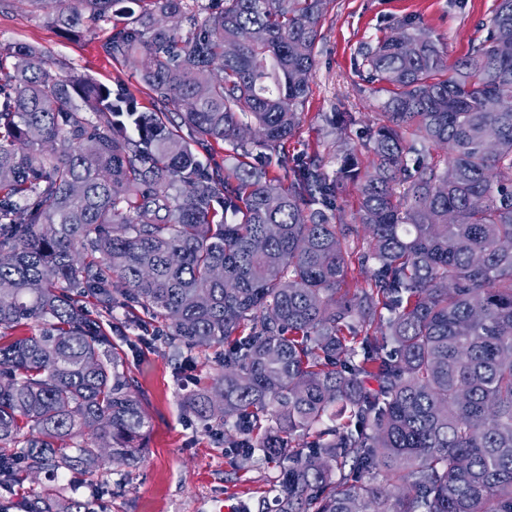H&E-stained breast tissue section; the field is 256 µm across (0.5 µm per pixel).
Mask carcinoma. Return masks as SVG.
I'll list each match as a JSON object with an SVG mask.
<instances>
[{
	"instance_id": "cac0c4a2",
	"label": "carcinoma",
	"mask_w": 512,
	"mask_h": 512,
	"mask_svg": "<svg viewBox=\"0 0 512 512\" xmlns=\"http://www.w3.org/2000/svg\"><path fill=\"white\" fill-rule=\"evenodd\" d=\"M120 2L54 21L78 33ZM329 3L211 0L200 21L149 0L103 49L138 63L152 111L0 46V489L138 458L147 416L91 300L160 321L175 356L224 345L183 406L278 465L242 512H512V111L489 106L512 100V0L451 68L418 24L362 47L385 94L372 158L333 176L288 153ZM185 103L187 136L166 112ZM205 142L239 157L230 173ZM98 501L54 490L25 512ZM357 187L350 183L344 182L339 186L338 205L340 206V216L345 224H350L351 215L355 212L358 202Z\"/></svg>"
}]
</instances>
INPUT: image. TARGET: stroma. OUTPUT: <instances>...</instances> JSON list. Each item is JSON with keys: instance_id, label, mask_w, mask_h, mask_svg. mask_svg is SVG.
Returning <instances> with one entry per match:
<instances>
[{"instance_id": "stroma-1", "label": "stroma", "mask_w": 512, "mask_h": 512, "mask_svg": "<svg viewBox=\"0 0 512 512\" xmlns=\"http://www.w3.org/2000/svg\"><path fill=\"white\" fill-rule=\"evenodd\" d=\"M496 5L497 0H330L311 93L302 107L300 127L288 144L290 156L299 159L318 153L330 173L352 151L361 163H368L364 137L379 119L383 97L364 80L360 49L390 35L402 22L413 21L440 41L452 65L486 37ZM54 12V7L39 8L32 0H7L0 7V44L33 45L65 61L72 74L124 87L141 107H151L135 67L113 63L103 50L113 26L124 22L123 13L107 16L71 37L54 24ZM336 112H349L357 119L340 137L330 134L327 125ZM101 319L142 392L148 428L139 463H110L56 481L42 474L28 478L11 493L0 491V512H22V502L33 494L68 485L104 488L103 512H221L262 496L272 486L276 469L258 452L250 460L232 464L227 440L234 437V430L204 429L181 404L186 390L210 383L216 374L215 348L195 347L175 358L163 340H148L155 322H142L122 307Z\"/></svg>"}]
</instances>
